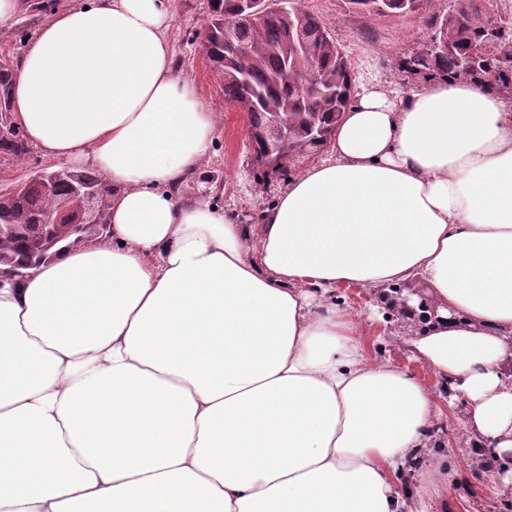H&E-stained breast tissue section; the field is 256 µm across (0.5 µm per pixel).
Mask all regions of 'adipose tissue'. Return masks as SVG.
<instances>
[{"mask_svg": "<svg viewBox=\"0 0 512 512\" xmlns=\"http://www.w3.org/2000/svg\"><path fill=\"white\" fill-rule=\"evenodd\" d=\"M170 0H74L21 59L44 156L112 185L109 229L0 284V512H423L441 408L360 341L394 310L512 462V95L364 88L259 234L180 189L216 133ZM381 290L367 317L337 286Z\"/></svg>", "mask_w": 512, "mask_h": 512, "instance_id": "adipose-tissue-1", "label": "adipose tissue"}]
</instances>
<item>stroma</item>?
Instances as JSON below:
<instances>
[{"mask_svg":"<svg viewBox=\"0 0 512 512\" xmlns=\"http://www.w3.org/2000/svg\"><path fill=\"white\" fill-rule=\"evenodd\" d=\"M171 2L174 19L168 40L175 71L195 84L203 106L216 118V140L202 165V176L186 185L183 195L208 198L232 212L252 232H259L262 212L274 203L288 180L281 176L263 185L257 181L246 136L247 115L225 101L199 49L209 20L207 0ZM309 6L321 16L347 56L357 88L380 84L398 93L414 88V79L399 72L396 62L430 35L418 15L367 18L348 12L343 0H309ZM45 20L42 14L15 13L11 22L0 26V55L21 60V39L26 33H38ZM403 333L394 315L388 322L366 328L363 341L369 354L393 356L402 370L428 384L433 392H440L441 384L401 350ZM464 409L460 398L452 407L442 409L431 426L432 440L423 451L425 462L447 459L451 471L447 490L423 484L418 478L408 480L407 486L412 494L422 496L427 512H512V486L503 487L499 471L484 470L483 457L471 444L463 423Z\"/></svg>","mask_w":512,"mask_h":512,"instance_id":"35a3bbf8","label":"stroma"}]
</instances>
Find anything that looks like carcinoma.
Segmentation results:
<instances>
[{"mask_svg":"<svg viewBox=\"0 0 512 512\" xmlns=\"http://www.w3.org/2000/svg\"><path fill=\"white\" fill-rule=\"evenodd\" d=\"M349 10L363 16L390 12L425 18L438 47L424 44L397 61L401 71L419 80L450 76L512 92V22L477 3L470 11L456 4L436 9L437 0H346ZM282 15L258 18L239 33L241 45L224 39V17L234 12L236 0H211L210 20L200 42L224 100L248 114V136L260 182L269 171L265 157L278 148L272 135L277 123L288 129L289 164L326 147L355 98V83L347 57L322 19L308 8V0H280ZM60 0H20L22 12L46 13ZM17 70L0 61V158L20 162L31 152L29 141L12 116ZM94 187L112 198V184L98 171L53 169L44 178L0 189V270L27 272L53 258L60 250L96 237L109 223V212L90 206L77 188ZM64 207L83 212L85 225L53 222Z\"/></svg>","mask_w":512,"mask_h":512,"instance_id":"1","label":"carcinoma"}]
</instances>
